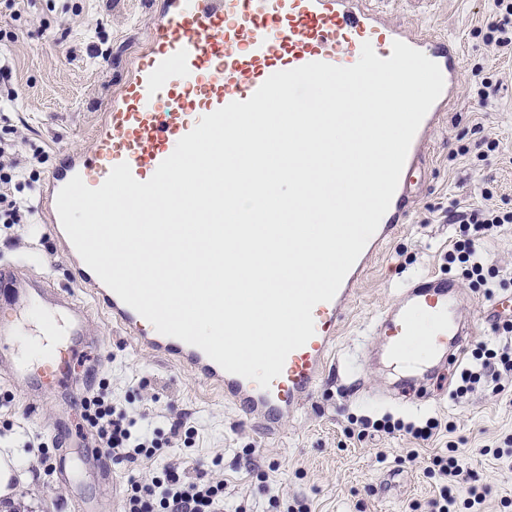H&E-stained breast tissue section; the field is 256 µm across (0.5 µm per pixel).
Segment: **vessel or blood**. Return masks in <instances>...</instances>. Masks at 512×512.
Masks as SVG:
<instances>
[{
  "label": "vessel or blood",
  "instance_id": "1",
  "mask_svg": "<svg viewBox=\"0 0 512 512\" xmlns=\"http://www.w3.org/2000/svg\"><path fill=\"white\" fill-rule=\"evenodd\" d=\"M420 50L441 69L444 90L422 121L408 152L397 190L376 233L348 272L332 301L313 310L314 336L292 351L282 373L269 388L226 372L203 350L163 335L126 305L85 264L66 234L56 207L59 190L74 176L91 188L102 185L111 169L128 163L135 179L149 180L178 140L202 117L233 101L249 99L273 73L321 61L348 67L370 42L383 59L394 41ZM463 54L455 38L423 33L391 23L373 0H162L159 21L117 97L108 102L91 134V148L69 155L52 172L40 197V211L51 224L60 250L69 258L74 279L87 288L93 303L73 292L39 283L30 287L24 269L11 267L0 276L18 282L22 302L43 308L39 335L53 354L33 367L19 361L9 378L23 385L29 400L70 371L75 350L98 344L89 335V308L98 306L113 324L136 340L143 351L189 368L225 402L276 432L305 406L335 351L336 334L365 276L369 263L399 230L417 197L418 175L426 161L427 137L459 95ZM454 280L429 275L404 289L396 304L373 321L387 358L402 363L409 341L418 333L420 314H427L432 356L447 354L456 363L471 334L455 302Z\"/></svg>",
  "mask_w": 512,
  "mask_h": 512
}]
</instances>
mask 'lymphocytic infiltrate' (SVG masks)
I'll return each mask as SVG.
<instances>
[{"label": "lymphocytic infiltrate", "mask_w": 512, "mask_h": 512, "mask_svg": "<svg viewBox=\"0 0 512 512\" xmlns=\"http://www.w3.org/2000/svg\"><path fill=\"white\" fill-rule=\"evenodd\" d=\"M17 145L0 138V224L30 223L34 208L21 192L29 181L28 168L17 162ZM467 226L465 239L455 241L448 251L449 261L464 264L468 278L484 283L482 241L488 231L512 223V212L474 210L463 214ZM504 334L495 345L478 344L472 360L461 372L457 396H465L479 385L491 384L502 389L512 381V323L504 325ZM81 417L94 433L97 451L113 462L137 468L143 462L164 459L161 471L149 478L129 476L124 490L121 512H224V483L214 479L208 466L195 460L170 461L163 442L146 432H132V422L116 411L103 393L84 396ZM469 468L460 455H434L428 471L438 478V495L430 503L431 512H479L488 490L476 483L456 484V477Z\"/></svg>", "instance_id": "obj_1"}]
</instances>
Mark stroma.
Here are the masks:
<instances>
[{"mask_svg":"<svg viewBox=\"0 0 512 512\" xmlns=\"http://www.w3.org/2000/svg\"><path fill=\"white\" fill-rule=\"evenodd\" d=\"M19 16L0 12V30H18L9 44L13 81L20 97L0 112V136L15 140L19 157L44 150L30 193L39 198L64 155L86 149L110 97L127 76L157 16V0H21ZM493 0H395L390 16L404 25L453 35L464 65L459 104L432 135L425 179L406 224L376 255L339 327L335 363L329 366L299 416L274 434L246 419L223 396L180 366L136 347L92 313L90 329L101 345L80 348L70 381L46 390L30 410L20 388L0 380V448L28 456L29 500L19 512H120L129 470L104 458L68 478L44 473L30 454L33 438L60 443L71 453L93 444L78 433L79 379L107 382L106 395L134 419L136 430L167 438L173 420L193 426L192 446L176 443L172 458L192 455L206 462L221 457L214 477L224 481L228 512H428L437 480L428 475L430 455L443 447L469 458L491 487L482 512H512V385L499 393L479 387L459 398L460 365H446L423 378L424 397L403 396L384 358L362 357L372 319L394 304L409 280L430 274L454 279L462 290L463 317L477 329L476 342L493 339L485 289L512 305V223L484 241L487 282L479 286L449 263L459 240L456 212L469 208L512 211V55L486 37ZM490 76L497 89L480 102L473 83ZM496 142L488 150V142ZM25 265L51 287L75 289L67 259L57 251L47 224H0V267ZM390 415L416 424L437 418L436 440L410 435L351 434L360 417ZM502 459H494V452Z\"/></svg>","mask_w":512,"mask_h":512,"instance_id":"obj_1","label":"stroma"}]
</instances>
